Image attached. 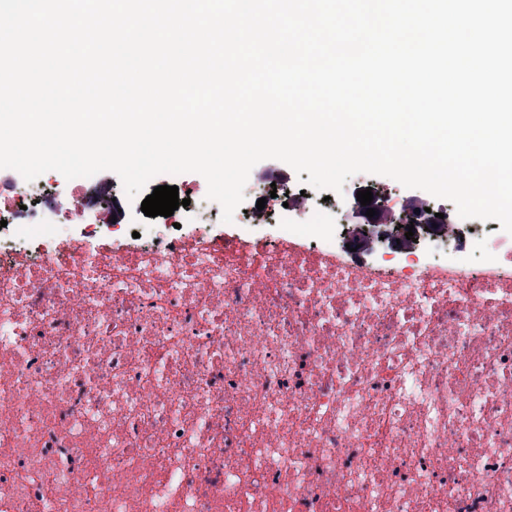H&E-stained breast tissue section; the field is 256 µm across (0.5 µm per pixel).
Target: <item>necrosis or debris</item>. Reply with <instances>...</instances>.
<instances>
[{"mask_svg": "<svg viewBox=\"0 0 512 512\" xmlns=\"http://www.w3.org/2000/svg\"><path fill=\"white\" fill-rule=\"evenodd\" d=\"M96 182L0 181V512H512V235L293 185L101 235Z\"/></svg>", "mask_w": 512, "mask_h": 512, "instance_id": "1", "label": "necrosis or debris"}]
</instances>
